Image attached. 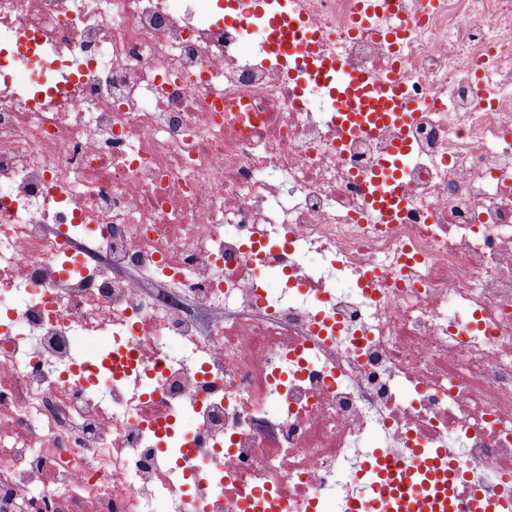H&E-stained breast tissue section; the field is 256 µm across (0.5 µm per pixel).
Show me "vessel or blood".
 I'll return each mask as SVG.
<instances>
[{
  "mask_svg": "<svg viewBox=\"0 0 512 512\" xmlns=\"http://www.w3.org/2000/svg\"><path fill=\"white\" fill-rule=\"evenodd\" d=\"M268 3L269 0H251L254 11L266 15L267 41L280 54L300 53L306 71L320 76L332 100L331 119L337 127L347 130L356 125L383 127L407 123L412 106L402 94L396 67H388L378 81L354 75L344 69L338 56L320 53L319 36L313 28L295 20L284 21L280 13L267 12ZM374 18L383 22L378 29L379 36L388 44H395L403 33L401 4L397 2L385 14L379 0H356L354 22L357 27H368ZM408 151L406 141H396L380 164L382 174L391 180L398 179L397 166ZM376 472L371 497L393 502L397 512H453L449 487L458 472L442 462L440 456L424 457L414 472L402 471L399 465L384 460Z\"/></svg>",
  "mask_w": 512,
  "mask_h": 512,
  "instance_id": "vessel-or-blood-1",
  "label": "vessel or blood"
}]
</instances>
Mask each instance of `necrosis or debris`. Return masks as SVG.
<instances>
[{
  "mask_svg": "<svg viewBox=\"0 0 512 512\" xmlns=\"http://www.w3.org/2000/svg\"><path fill=\"white\" fill-rule=\"evenodd\" d=\"M204 2L0 0V512H342L417 448L512 503V0H406L409 120L345 136ZM355 5L294 7L376 76ZM408 152L409 147L405 140L396 141L390 149L388 157H385V159L381 161L380 171L382 174L391 181L397 180L399 172L394 169V166H398ZM401 207L402 202H399L397 197L386 198L384 201L374 198L366 216L371 222L383 223L391 218L396 209L399 210Z\"/></svg>",
  "mask_w": 512,
  "mask_h": 512,
  "instance_id": "obj_1",
  "label": "necrosis or debris"
}]
</instances>
